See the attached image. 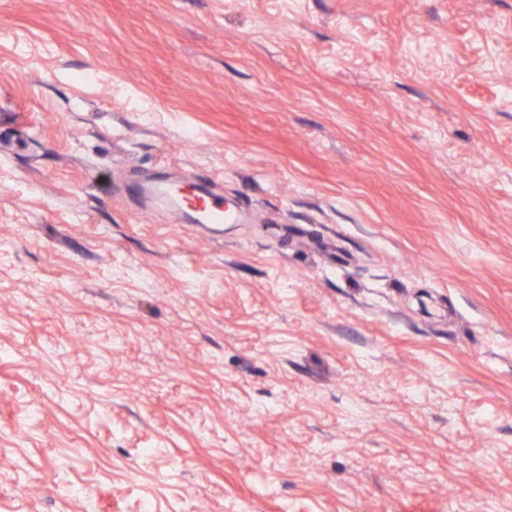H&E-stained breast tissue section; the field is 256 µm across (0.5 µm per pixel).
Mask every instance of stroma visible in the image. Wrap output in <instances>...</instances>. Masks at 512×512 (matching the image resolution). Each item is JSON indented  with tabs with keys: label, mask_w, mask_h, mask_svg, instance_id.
<instances>
[{
	"label": "stroma",
	"mask_w": 512,
	"mask_h": 512,
	"mask_svg": "<svg viewBox=\"0 0 512 512\" xmlns=\"http://www.w3.org/2000/svg\"><path fill=\"white\" fill-rule=\"evenodd\" d=\"M0 512H512V0H0ZM152 192L174 196L176 210L191 224H237L241 221V214L230 202H224L223 194L218 192H196L180 183L158 185Z\"/></svg>",
	"instance_id": "stroma-1"
}]
</instances>
